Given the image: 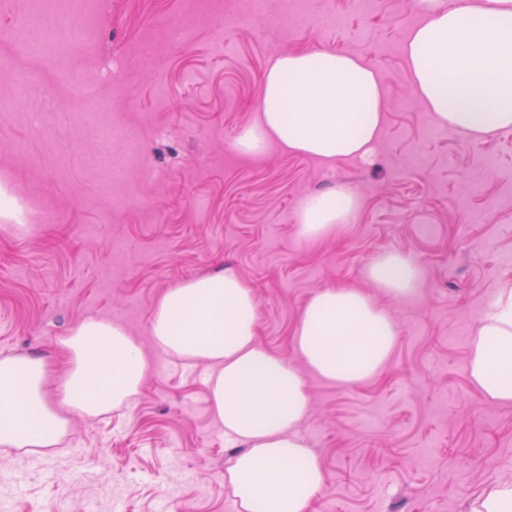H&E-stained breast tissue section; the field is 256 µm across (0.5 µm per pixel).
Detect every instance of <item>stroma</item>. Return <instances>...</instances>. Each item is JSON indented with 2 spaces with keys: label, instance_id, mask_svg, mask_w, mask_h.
Masks as SVG:
<instances>
[{
  "label": "stroma",
  "instance_id": "1",
  "mask_svg": "<svg viewBox=\"0 0 512 512\" xmlns=\"http://www.w3.org/2000/svg\"><path fill=\"white\" fill-rule=\"evenodd\" d=\"M0 12V191L23 200L19 230L0 211V354L55 359L70 326H125L162 371L131 405L77 416L52 448L0 458V512H47L59 492L114 512H239L206 366L163 353L150 333L166 288L231 270L255 292L258 344L297 362L301 310L317 291H369L384 252L420 266L419 295L390 305L398 329L374 378L341 386L304 371L311 409L297 434L325 484L311 512H467L512 476V405L483 400L466 372L470 338L512 284V130L475 141L415 100L404 57L417 0H82L76 46L31 54L16 34L28 0ZM331 14L344 18L328 29ZM342 50L379 74L384 124L363 158L325 163L235 147L254 122L263 74L281 53ZM93 87L94 97L82 90ZM125 126V140L102 129ZM126 177L111 183L112 166ZM152 179H145V170ZM342 184L352 221L310 240L308 195ZM78 474L73 483L62 472Z\"/></svg>",
  "mask_w": 512,
  "mask_h": 512
}]
</instances>
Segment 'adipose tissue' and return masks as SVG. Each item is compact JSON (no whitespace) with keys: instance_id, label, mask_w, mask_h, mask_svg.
<instances>
[{"instance_id":"1","label":"adipose tissue","mask_w":512,"mask_h":512,"mask_svg":"<svg viewBox=\"0 0 512 512\" xmlns=\"http://www.w3.org/2000/svg\"><path fill=\"white\" fill-rule=\"evenodd\" d=\"M425 14L405 43L416 98L442 126L475 140L512 127V0H419ZM256 122L236 140L258 155L270 144L332 162L367 155L383 125L384 89L357 55L310 51L278 55L266 70ZM357 196L337 187L307 197L301 234L329 236L349 223ZM364 275L370 297L350 287L326 288L304 305L295 350L317 376L357 385L375 376L397 342L381 299L418 295L420 271L390 252ZM151 335L161 349L208 366L212 412L228 443L242 445L225 481L241 512H310L325 473L295 434L310 408L297 368L257 342L253 290L230 271L195 277L155 304ZM61 364L37 353L0 357V447L49 448L69 431L72 415L98 416L129 403L149 362L121 324L87 318L59 341ZM467 373L483 399L512 404V289H501L475 329Z\"/></svg>"}]
</instances>
